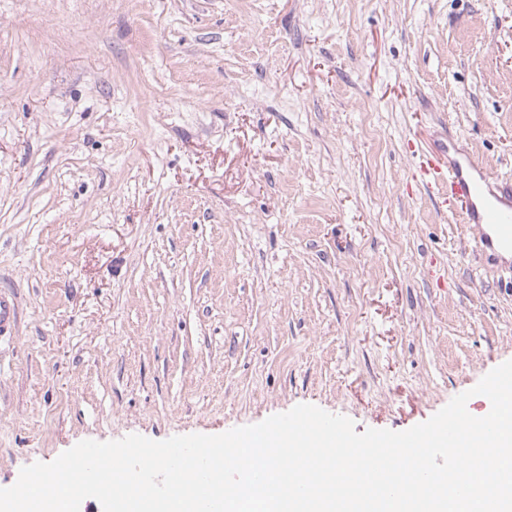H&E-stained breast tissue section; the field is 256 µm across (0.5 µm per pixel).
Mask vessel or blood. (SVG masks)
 Returning a JSON list of instances; mask_svg holds the SVG:
<instances>
[{
    "mask_svg": "<svg viewBox=\"0 0 512 512\" xmlns=\"http://www.w3.org/2000/svg\"><path fill=\"white\" fill-rule=\"evenodd\" d=\"M455 143L426 154L422 173L457 201L455 213L479 231L475 252L502 276L512 278V182L494 178L475 160L459 161ZM18 303L10 291H0V342L12 339Z\"/></svg>",
    "mask_w": 512,
    "mask_h": 512,
    "instance_id": "vessel-or-blood-1",
    "label": "vessel or blood"
}]
</instances>
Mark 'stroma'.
I'll use <instances>...</instances> for the list:
<instances>
[{"mask_svg":"<svg viewBox=\"0 0 512 512\" xmlns=\"http://www.w3.org/2000/svg\"><path fill=\"white\" fill-rule=\"evenodd\" d=\"M450 134L512 178V0H0V488L302 403L404 431L512 360ZM18 319V303L11 291H0V344L13 339Z\"/></svg>","mask_w":512,"mask_h":512,"instance_id":"obj_1","label":"stroma"}]
</instances>
